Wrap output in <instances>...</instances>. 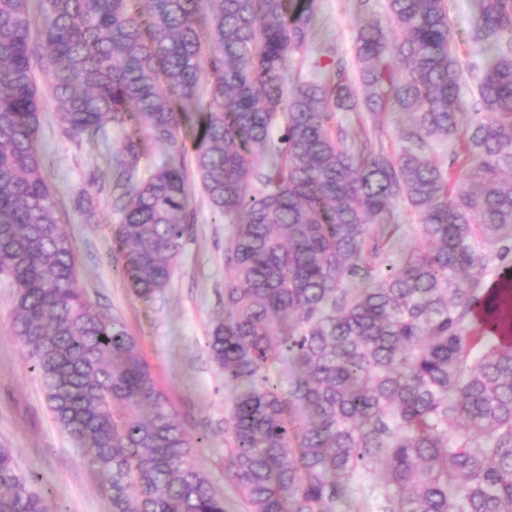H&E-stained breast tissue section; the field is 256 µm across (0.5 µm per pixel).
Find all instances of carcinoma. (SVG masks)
I'll return each instance as SVG.
<instances>
[{
    "label": "carcinoma",
    "instance_id": "1",
    "mask_svg": "<svg viewBox=\"0 0 512 512\" xmlns=\"http://www.w3.org/2000/svg\"><path fill=\"white\" fill-rule=\"evenodd\" d=\"M360 2L357 81L317 57L290 85L316 0H39L38 39L30 0H0V278L50 415L112 512H224V498L136 339L80 285L44 174L41 58L72 141L142 131L112 155L135 294L180 259L187 155L234 226L207 348L232 387L224 467L248 512H342L352 494L372 512H512V0H476L470 39L491 55L465 69L447 0H387L385 22ZM336 111L377 132L405 115L403 145L351 143ZM150 146L164 160L141 176ZM399 206L423 246L394 262L400 225L372 220ZM0 512H53L3 446Z\"/></svg>",
    "mask_w": 512,
    "mask_h": 512
}]
</instances>
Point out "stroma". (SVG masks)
I'll list each match as a JSON object with an SVG mask.
<instances>
[{"instance_id": "obj_1", "label": "stroma", "mask_w": 512, "mask_h": 512, "mask_svg": "<svg viewBox=\"0 0 512 512\" xmlns=\"http://www.w3.org/2000/svg\"><path fill=\"white\" fill-rule=\"evenodd\" d=\"M448 7L459 62L465 66L482 51L468 37L474 0H448ZM363 22L360 0H317L309 56L318 57L332 45L345 59H353ZM61 128L59 112L46 107L39 143L46 177L63 214L62 228L73 240L81 285L101 314L118 318L137 339L192 442L199 469L223 496L225 512H245L234 483L224 476L230 390L206 347L209 325L223 313L230 227L214 221L196 176H189L194 223L182 257L165 288L146 298L136 296L121 271L112 233V154L125 133L113 129L108 140L77 143ZM81 193L94 200L93 222H86L75 206ZM12 293L0 279V446L11 448L18 468L34 476L53 512H112L111 498L83 451L53 422L40 381L25 362L26 350L12 334Z\"/></svg>"}]
</instances>
